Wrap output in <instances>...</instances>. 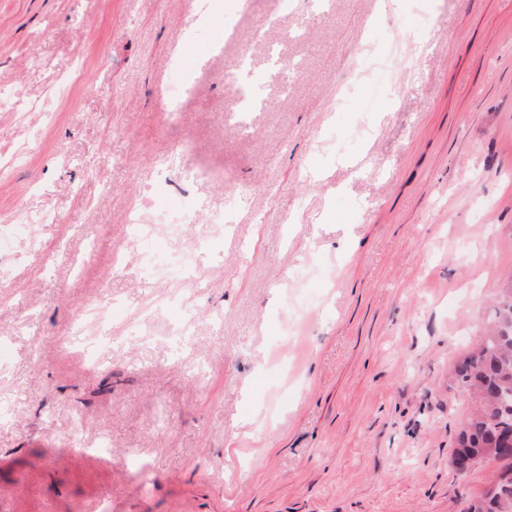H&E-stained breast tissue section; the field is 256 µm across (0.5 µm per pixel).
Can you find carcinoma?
<instances>
[{
	"instance_id": "1",
	"label": "carcinoma",
	"mask_w": 512,
	"mask_h": 512,
	"mask_svg": "<svg viewBox=\"0 0 512 512\" xmlns=\"http://www.w3.org/2000/svg\"><path fill=\"white\" fill-rule=\"evenodd\" d=\"M491 321L478 349L456 364L451 377L457 389L479 401L457 438L454 458L500 464L495 490L466 512H512V453L500 444L503 434H512V285L498 291Z\"/></svg>"
}]
</instances>
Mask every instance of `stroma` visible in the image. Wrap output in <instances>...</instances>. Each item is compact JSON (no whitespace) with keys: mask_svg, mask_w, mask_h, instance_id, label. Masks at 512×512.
I'll return each mask as SVG.
<instances>
[{"mask_svg":"<svg viewBox=\"0 0 512 512\" xmlns=\"http://www.w3.org/2000/svg\"><path fill=\"white\" fill-rule=\"evenodd\" d=\"M221 2L0 0V512H463L499 468L453 469L450 376L512 282V0Z\"/></svg>","mask_w":512,"mask_h":512,"instance_id":"obj_1","label":"stroma"}]
</instances>
